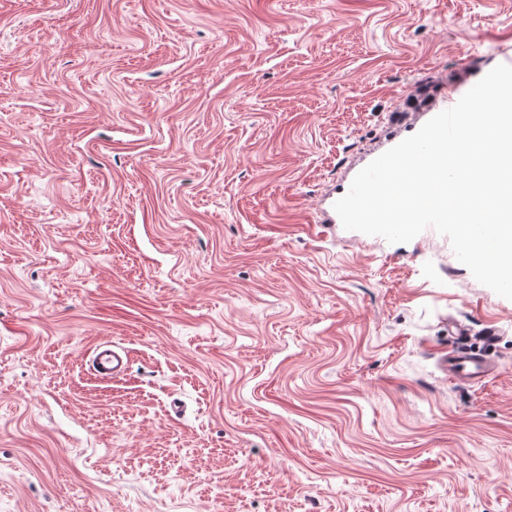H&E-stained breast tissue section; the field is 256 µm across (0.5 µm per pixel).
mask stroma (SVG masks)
<instances>
[{
  "label": "stroma",
  "mask_w": 512,
  "mask_h": 512,
  "mask_svg": "<svg viewBox=\"0 0 512 512\" xmlns=\"http://www.w3.org/2000/svg\"><path fill=\"white\" fill-rule=\"evenodd\" d=\"M509 60L512 0H0V512H512V300L333 209ZM122 356L110 348L109 344H101L92 358V368L102 376H115L124 368ZM448 377L459 382L481 381L490 377L496 365L485 355L465 345L457 346L448 353Z\"/></svg>",
  "instance_id": "35a3bbf8"
}]
</instances>
